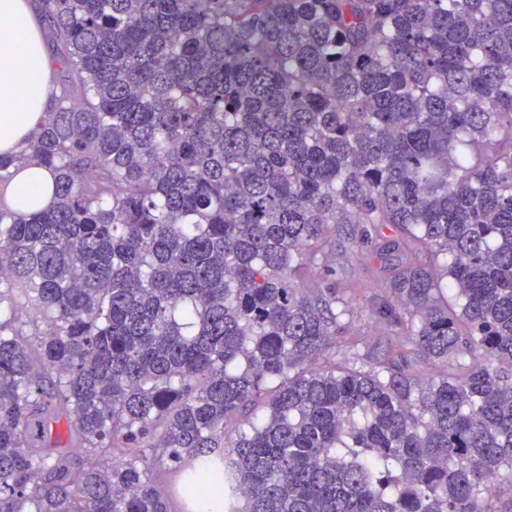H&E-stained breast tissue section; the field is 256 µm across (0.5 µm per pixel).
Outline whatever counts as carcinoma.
I'll return each instance as SVG.
<instances>
[{"label": "carcinoma", "mask_w": 512, "mask_h": 512, "mask_svg": "<svg viewBox=\"0 0 512 512\" xmlns=\"http://www.w3.org/2000/svg\"><path fill=\"white\" fill-rule=\"evenodd\" d=\"M45 13L66 75L0 153L54 178L0 195V512H168L171 467L191 509L512 512V0ZM349 243L371 353L309 274ZM36 190H40L38 197L47 203L52 195V178L45 169L32 165L11 181L4 191V196L12 208L28 210V202ZM375 261L365 256L356 245L351 246L340 256L335 272H322L329 283L336 284L338 291L345 288H361L358 292L355 314L347 328V334L358 336L369 346L381 341L385 336V326L371 314V307L381 301V293L375 287L373 267Z\"/></svg>", "instance_id": "carcinoma-1"}]
</instances>
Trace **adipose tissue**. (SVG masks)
<instances>
[{"label": "adipose tissue", "instance_id": "ef3b65f1", "mask_svg": "<svg viewBox=\"0 0 512 512\" xmlns=\"http://www.w3.org/2000/svg\"><path fill=\"white\" fill-rule=\"evenodd\" d=\"M52 61L41 25L27 0H0V152L17 151L37 128L47 107ZM52 195V178L33 165L20 172L4 194L8 204L24 210L33 194Z\"/></svg>", "mask_w": 512, "mask_h": 512}]
</instances>
